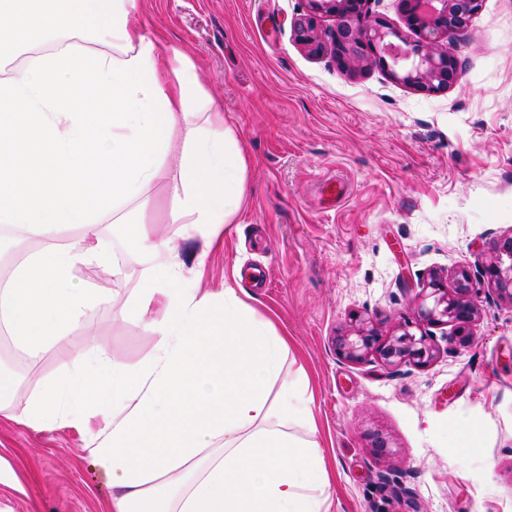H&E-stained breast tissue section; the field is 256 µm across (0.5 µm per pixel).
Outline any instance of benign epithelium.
<instances>
[{
    "mask_svg": "<svg viewBox=\"0 0 512 512\" xmlns=\"http://www.w3.org/2000/svg\"><path fill=\"white\" fill-rule=\"evenodd\" d=\"M401 2L416 35L406 49L393 42L401 39L398 32L370 14L369 0H307V10L293 23L295 39L312 56L332 54L348 71L377 65L409 87L444 93L460 78L451 45L479 11L481 0ZM326 18L332 25L325 29ZM493 249L494 260L478 275L464 267L452 274L449 283L431 275L415 319L454 326L455 340L468 346L473 341L471 328L481 317L482 296L494 293L512 301V235L497 239ZM412 326L406 320L397 332L383 337L371 318L360 317L355 327L336 337V353L355 362L374 356L387 367L424 366L434 359L436 350L425 335L412 333Z\"/></svg>",
    "mask_w": 512,
    "mask_h": 512,
    "instance_id": "obj_1",
    "label": "benign epithelium"
}]
</instances>
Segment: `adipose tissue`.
<instances>
[{"instance_id": "adipose-tissue-1", "label": "adipose tissue", "mask_w": 512, "mask_h": 512, "mask_svg": "<svg viewBox=\"0 0 512 512\" xmlns=\"http://www.w3.org/2000/svg\"><path fill=\"white\" fill-rule=\"evenodd\" d=\"M139 0H0V232L27 242L0 283V333L35 357L113 306L97 285L123 240L139 286L119 311L159 337L136 366L95 346L14 410L67 422L112 473V512H332L309 383L288 340L225 287L200 292L180 243L219 242L247 199L248 162L193 60L134 22ZM169 191L172 229L141 220Z\"/></svg>"}]
</instances>
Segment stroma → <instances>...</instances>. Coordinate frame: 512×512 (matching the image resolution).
I'll return each instance as SVG.
<instances>
[{"label":"stroma","mask_w":512,"mask_h":512,"mask_svg":"<svg viewBox=\"0 0 512 512\" xmlns=\"http://www.w3.org/2000/svg\"><path fill=\"white\" fill-rule=\"evenodd\" d=\"M307 0H140L135 23L196 64L248 159L247 204L221 244L181 245L199 286L243 289L303 366L335 512H512V303L483 302L474 341L427 332L437 354L389 369L337 355L336 336L377 316L411 318L430 272L476 271L512 233V0H482L454 44L461 75L442 94L380 67L342 69L296 41ZM349 184L340 203L318 182ZM157 336L102 308L88 329L30 358L0 337V366L24 374L23 408L70 354L95 346L135 366ZM482 427L479 462L454 446ZM385 440L377 448L376 440ZM68 425L33 429L0 414V512H109L112 474Z\"/></svg>","instance_id":"stroma-1"}]
</instances>
